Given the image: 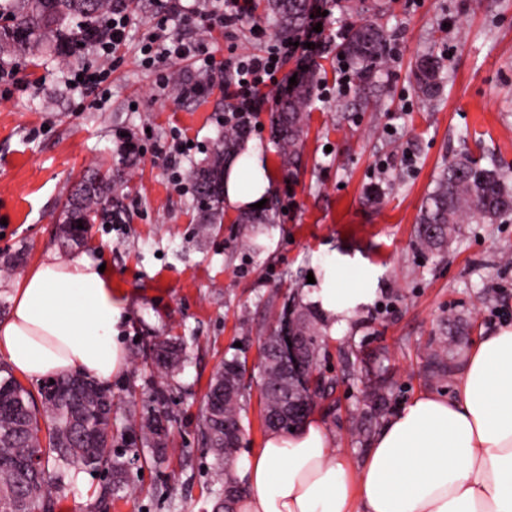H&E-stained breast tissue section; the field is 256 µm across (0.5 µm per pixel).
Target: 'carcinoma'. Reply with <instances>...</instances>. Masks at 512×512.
I'll return each instance as SVG.
<instances>
[{
    "label": "carcinoma",
    "mask_w": 512,
    "mask_h": 512,
    "mask_svg": "<svg viewBox=\"0 0 512 512\" xmlns=\"http://www.w3.org/2000/svg\"><path fill=\"white\" fill-rule=\"evenodd\" d=\"M106 0H8L0 8V51L29 52L46 45L67 58L89 37V29L102 13ZM267 7L280 18V32L290 38L299 35L308 11V0H266ZM386 49L380 18L352 25L337 45L338 54L355 65L356 76L365 86L373 84L377 63ZM439 57L418 58L412 68L414 85L426 101L435 97L443 82ZM313 81L300 84L279 103L271 117L282 163L296 167L303 134L304 115ZM248 123L239 122L215 141L208 157L191 171L193 201L200 223L220 224L224 218V173L227 164L240 154L248 137ZM122 197V176L107 180L97 173L83 177L67 199L62 211V230L71 240L83 238L77 225L92 224L103 206H118ZM512 214V185L501 169L488 168L465 154L444 167L435 186L423 200L417 216L415 237L420 250L439 253L462 224H496ZM237 223L272 224L274 211L251 210L241 213ZM294 330L307 337L306 353L316 360L323 339L308 309L299 310L292 320ZM156 365L169 369L178 360L179 349L167 341L155 350ZM433 376H448V348L437 345L430 354ZM0 512H55L65 492V479L84 469L109 475L99 494V503L120 496L129 486L126 432L116 431L102 416L109 395L99 382L84 379L73 394L66 392L72 375L54 379L65 389L59 395L40 394L36 402L25 387L0 366ZM285 378L274 373L265 376L260 394L263 414L274 415L286 399ZM244 388H238L224 401L221 416L204 408L200 421L203 445L211 451L213 469L220 477L228 466L224 453V421L243 424L241 401ZM375 416H382L391 404L390 389L379 384L367 395ZM167 434L162 431L156 411L141 416L136 448L154 461L167 453ZM39 460V468L32 462Z\"/></svg>",
    "instance_id": "carcinoma-1"
}]
</instances>
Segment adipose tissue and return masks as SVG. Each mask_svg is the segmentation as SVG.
Masks as SVG:
<instances>
[{
	"label": "adipose tissue",
	"instance_id": "ef3b65f1",
	"mask_svg": "<svg viewBox=\"0 0 512 512\" xmlns=\"http://www.w3.org/2000/svg\"><path fill=\"white\" fill-rule=\"evenodd\" d=\"M268 186L261 152L250 149L228 165L224 201L250 207ZM99 267L52 252L16 281L0 359L17 375L39 383L80 371L107 382L124 373L128 301ZM324 269L310 300L333 329L372 301L376 282L360 266ZM235 474L245 491L234 512H512V325L466 351L452 393L424 390L404 404L360 462L312 415L292 433L269 432Z\"/></svg>",
	"mask_w": 512,
	"mask_h": 512
}]
</instances>
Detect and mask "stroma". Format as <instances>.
<instances>
[{
  "instance_id": "1",
  "label": "stroma",
  "mask_w": 512,
  "mask_h": 512,
  "mask_svg": "<svg viewBox=\"0 0 512 512\" xmlns=\"http://www.w3.org/2000/svg\"><path fill=\"white\" fill-rule=\"evenodd\" d=\"M192 16L173 13L171 0H128L130 19L119 61L91 47L71 66L93 64L109 73L84 93L64 86L57 55L12 54L0 69V258L19 256L0 273V301L11 284L48 251L100 261L113 287L129 296L122 342L124 375L109 381L114 425L130 427L146 409L160 410L171 432L161 463L131 471L122 497L107 512H212L218 484L203 448V397L220 364L243 361L248 387L242 448L260 447L256 385L261 336L290 308L306 305L308 275H320L333 255L366 266L377 279L372 303L337 328L320 358L336 381L333 407L317 405L336 447L360 458L357 428L379 425L364 404L378 365H387L393 406L426 389L454 383L429 376L431 348L447 341L459 359L475 341L512 324V216L499 224H463L447 250L421 252L415 224L425 194L442 167L461 151L497 163L512 175V0H329L325 42L316 72L296 170L284 168L270 125L280 99L264 92L251 118L248 141L260 148L270 172L277 221L250 245L236 218L202 227L193 206L190 170L210 152L232 109L216 75V89L183 97L179 81L205 80L202 59L223 61L258 53L279 38L275 14L253 0V12L234 31L209 24L211 0H182ZM383 13L390 49L376 84L340 91L338 26ZM267 37H251V25ZM200 42L198 54L172 67L147 64L143 49L159 28ZM435 53L444 85L431 101L413 88L411 65ZM369 107H361V98ZM124 167L127 186L120 220L88 225L82 241H64L59 218L76 182L89 172L112 175ZM413 163H406V153ZM380 187L378 201L367 192ZM176 338L181 367L164 374L151 365L154 345ZM108 480L82 471L66 479L60 512H100L97 494Z\"/></svg>"
}]
</instances>
